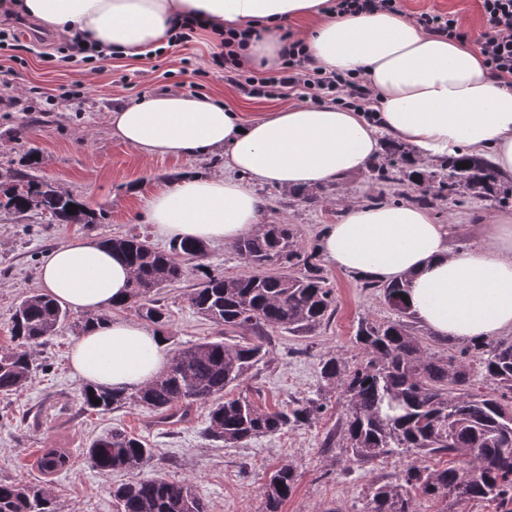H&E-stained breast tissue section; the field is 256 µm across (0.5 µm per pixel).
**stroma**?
<instances>
[{"instance_id": "stroma-1", "label": "stroma", "mask_w": 512, "mask_h": 512, "mask_svg": "<svg viewBox=\"0 0 512 512\" xmlns=\"http://www.w3.org/2000/svg\"><path fill=\"white\" fill-rule=\"evenodd\" d=\"M405 5L410 13H456L475 36L487 28L480 0H406ZM66 47V39L27 19L19 40L0 48V189L10 185L24 154L32 150L39 156L32 171L36 179L84 201L101 218L94 224H52L37 212L0 210V347L9 345L14 308L37 291L39 268L52 248L76 238L103 241L131 235L168 248V240L155 236L147 222L148 200L173 183L224 170L220 151L181 158L141 156L112 134V108L170 89L209 95L247 118L292 103L288 97L254 99L226 82L223 69L211 63L217 43L201 32L187 46L138 58L116 56L96 71L87 63L55 61L54 53ZM254 191L263 202L262 223L293 225L307 255L316 252L324 227L335 223L350 198L412 202L422 187L405 176L386 183L366 171L301 191L274 185H258ZM429 212L438 223L452 225L453 246L465 248L476 241L477 225L512 215V203L467 193L459 202L430 206ZM323 274L336 299L330 320L303 335L270 330L264 362L227 391L231 397L249 396L264 410L320 398L324 408L313 422L257 437L245 446L225 447L204 437L202 409L192 423L168 433L151 427L147 412L131 403L106 414L87 411L80 400L84 383L70 365L77 337L73 324L86 319L75 312L70 325L34 348L41 369L27 388L0 398V481L46 486L57 512H115L113 486L143 472L101 476L84 450L96 436L117 427L152 444L157 455L151 471L191 482L209 512H264L269 476L284 464L293 466L297 481L282 512H361L372 486L395 481L403 462L395 457L367 464L350 461L341 431L346 398L339 385L321 379L319 360L333 354L350 368L365 362L367 355L354 339L360 322L392 320L396 312L363 279L328 265ZM203 280V273L193 270L157 294L166 312L160 331L170 351L224 334L223 327L189 305L188 294ZM46 448L67 449L74 457L71 469L43 475L38 460Z\"/></svg>"}]
</instances>
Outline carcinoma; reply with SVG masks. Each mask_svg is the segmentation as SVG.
I'll list each match as a JSON object with an SVG mask.
<instances>
[{
  "label": "carcinoma",
  "mask_w": 512,
  "mask_h": 512,
  "mask_svg": "<svg viewBox=\"0 0 512 512\" xmlns=\"http://www.w3.org/2000/svg\"><path fill=\"white\" fill-rule=\"evenodd\" d=\"M462 162L468 167H458ZM467 192L498 196L504 203L512 199V185L502 183L489 161L462 155L446 158L438 185L425 191L419 202L431 205ZM69 204L77 206L72 214L67 212ZM0 208L15 213L36 210L53 224L96 223L95 213L82 201L22 172L0 193ZM295 236L290 224H264L232 244L247 264L276 266L279 271L232 277L209 273L202 286L189 294L190 306L223 326L226 334L266 328L303 333L320 325L335 310L332 290L314 255L304 256L296 249ZM107 244L132 269L129 302L154 324L165 317L154 293L185 277L188 263L204 267L208 255L207 244L195 240L174 242L167 250L138 235L109 239ZM405 288L402 282L380 286L385 300L404 317L410 315L403 300ZM68 319L69 311L50 297L30 294L20 301L12 317L14 346L0 348L1 397L27 387L39 368L31 348L55 335ZM355 341L368 354L365 364L350 369L330 355L319 368L322 379L339 383L347 394L343 428L350 460L368 463L412 451L446 453L460 461L458 466L440 469L416 462L406 465L397 483L372 489L362 512H410L413 491L434 498L512 505V339L470 344L446 359L435 358L423 352L420 341L398 319L360 324ZM265 356L258 336H242L235 343L205 339L178 350L166 368L134 394L85 384L82 405L107 413L130 401L151 414L153 425L169 428L188 422L205 405L204 436L225 445H245L312 422L323 407L315 399L268 412L246 397L224 395ZM473 364L496 385L494 392L475 387ZM156 453L144 439L119 428L101 435L85 451L103 476L148 465ZM71 466L68 453L44 449L40 467L45 474L66 472ZM295 482L291 465L276 469L266 487L265 512H280ZM112 499L116 512H209L189 482L159 474L113 488ZM0 512L57 510L42 485L0 482Z\"/></svg>",
  "instance_id": "1"
}]
</instances>
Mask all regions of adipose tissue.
<instances>
[{
	"mask_svg": "<svg viewBox=\"0 0 512 512\" xmlns=\"http://www.w3.org/2000/svg\"><path fill=\"white\" fill-rule=\"evenodd\" d=\"M326 0H24L45 29L80 35L128 57L163 48L183 22L202 30L263 26L245 48L248 64L280 62L279 25L307 21L310 58L326 69L362 74L375 91L378 120L335 105L297 104L244 119L206 95L180 90L112 109V131L140 155L224 152V171L176 184L150 201L159 236L231 244L259 223L261 201L242 185L303 190L366 171L380 151L377 131L421 156L488 159L512 177V93L498 86L472 45L430 35L406 15H334ZM450 225L408 202L350 200L327 225L318 250L330 266L378 282L406 281V304L437 337L485 341L512 332V218L481 225L478 241L458 250ZM131 272L109 245L74 239L53 249L38 288L58 304L95 312L128 299ZM168 360L165 337L115 318L90 325L71 350L81 379L124 391L146 386Z\"/></svg>",
	"mask_w": 512,
	"mask_h": 512,
	"instance_id": "obj_1",
	"label": "adipose tissue"
}]
</instances>
